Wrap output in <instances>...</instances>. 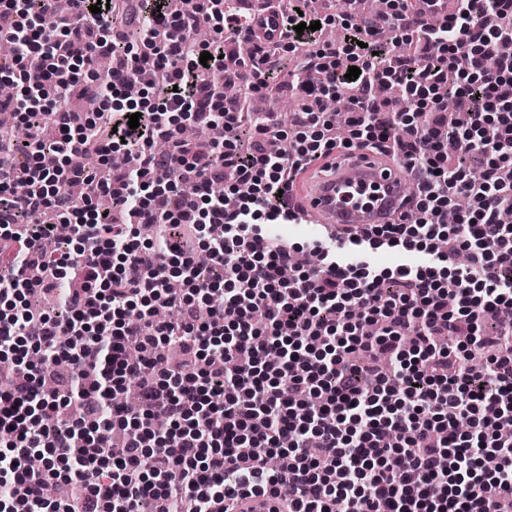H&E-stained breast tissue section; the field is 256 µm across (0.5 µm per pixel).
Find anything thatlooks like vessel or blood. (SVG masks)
<instances>
[{"instance_id": "obj_1", "label": "vessel or blood", "mask_w": 512, "mask_h": 512, "mask_svg": "<svg viewBox=\"0 0 512 512\" xmlns=\"http://www.w3.org/2000/svg\"><path fill=\"white\" fill-rule=\"evenodd\" d=\"M415 190L373 151L356 150L333 172L315 179L302 206L323 223L350 230L365 224H393L413 212ZM234 512H282L278 498L239 494Z\"/></svg>"}]
</instances>
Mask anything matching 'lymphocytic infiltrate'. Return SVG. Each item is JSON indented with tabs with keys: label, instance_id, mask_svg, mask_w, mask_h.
I'll use <instances>...</instances> for the list:
<instances>
[{
	"label": "lymphocytic infiltrate",
	"instance_id": "obj_1",
	"mask_svg": "<svg viewBox=\"0 0 512 512\" xmlns=\"http://www.w3.org/2000/svg\"><path fill=\"white\" fill-rule=\"evenodd\" d=\"M96 2L0 0V35L17 48L0 78L19 86L6 107L18 116L21 151L62 161L35 166L23 186L0 155V254L9 256L0 353L22 340L71 365L65 389L50 393L43 367L0 376V431L11 434L0 445V512H141L160 501L168 512H214L243 491L276 494L284 512H512V439L501 436L512 425V322L480 332L485 317L512 308V0H457L442 19L400 6L384 24L415 36L409 53L361 23L324 45L307 0H294L282 44L316 45L292 66L317 68L321 80L299 88L305 108L288 155L267 151L282 134L268 117L256 120L250 151L238 147L244 105L225 97V85L250 95L281 72L268 52L261 64L225 67V37L261 43L238 11L219 9L216 37L202 44L192 28L208 0H184L178 14L167 0H110L95 14ZM74 41L86 59L112 56L115 73L82 75L62 49ZM353 66L360 75L351 80ZM130 81L152 100L127 102ZM384 85L411 110L376 96ZM445 89L458 102L454 124L442 110ZM334 92L354 101L343 142L329 136L320 108ZM75 93L97 98L110 123L71 110ZM46 120L56 131L49 140ZM186 120L211 130L208 153L183 141ZM450 141L458 154L483 157L480 176L449 168ZM91 146L102 164L126 158L103 186L124 222L67 189L89 179L72 160ZM342 147L406 163L418 193L414 221L369 226L346 245L424 252L432 266L379 270L345 262L334 244L320 248L316 266L298 267L293 248L261 233L258 221L294 220L286 196L298 177L332 164ZM222 179L239 196L234 209L210 190ZM48 209L72 222L76 250L44 251L51 230L38 218ZM143 224L156 225L163 248L142 241ZM201 247L211 257L204 268L193 261ZM75 271L81 287L28 333L31 297ZM161 307L178 319L156 323ZM440 336L475 338L486 369L437 344ZM171 344L184 362L151 375L126 355L131 345ZM132 382L137 409L113 406ZM63 407L68 429L46 424ZM280 448L288 467L270 469L262 452ZM146 456L155 459L148 473ZM59 480L71 495L47 498Z\"/></svg>",
	"mask_w": 512,
	"mask_h": 512
}]
</instances>
